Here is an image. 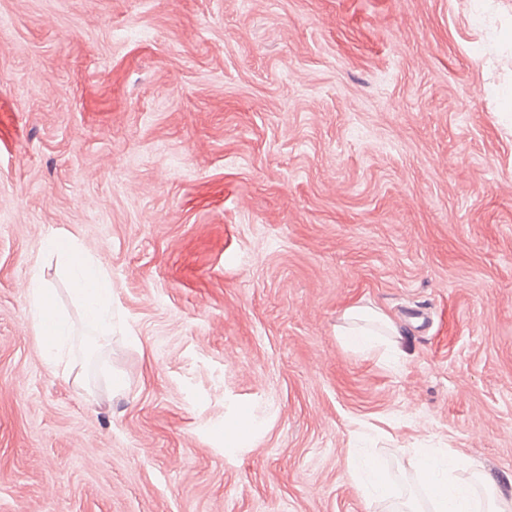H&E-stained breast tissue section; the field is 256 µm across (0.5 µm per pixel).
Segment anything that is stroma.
Segmentation results:
<instances>
[{"instance_id":"35a3bbf8","label":"stroma","mask_w":512,"mask_h":512,"mask_svg":"<svg viewBox=\"0 0 512 512\" xmlns=\"http://www.w3.org/2000/svg\"><path fill=\"white\" fill-rule=\"evenodd\" d=\"M0 512L512 498V0H0ZM109 277L82 319L46 238ZM39 275L77 341L50 364ZM402 331L361 353L347 309ZM123 379L113 390L109 374ZM235 425L227 437L225 425ZM414 463L432 492L433 512L474 511L471 487L451 476L457 469L474 467L472 462L449 449L417 448ZM352 478L362 483L368 493V507L371 512H385L393 497V486L381 476L377 465L368 458H354L350 465Z\"/></svg>"}]
</instances>
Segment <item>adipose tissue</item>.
<instances>
[{"label":"adipose tissue","mask_w":512,"mask_h":512,"mask_svg":"<svg viewBox=\"0 0 512 512\" xmlns=\"http://www.w3.org/2000/svg\"><path fill=\"white\" fill-rule=\"evenodd\" d=\"M45 248L56 255L70 282V291L83 314L89 315L91 325L100 334H111L112 292L106 273L96 268L75 243L62 237H49ZM28 300L47 359L57 366L64 364L72 353L73 329L57 306L53 288L39 276H32ZM344 319V336L362 352L374 350L383 337L399 334L391 319L372 309L350 308ZM414 463L432 492V512H473L471 488L453 477L455 470L468 468V461L442 448H419ZM350 474L365 486L370 512H387L393 486L377 465L370 459L357 457L350 465Z\"/></svg>","instance_id":"obj_1"}]
</instances>
